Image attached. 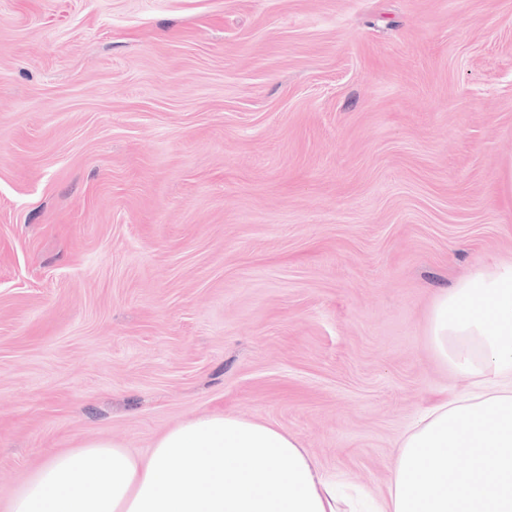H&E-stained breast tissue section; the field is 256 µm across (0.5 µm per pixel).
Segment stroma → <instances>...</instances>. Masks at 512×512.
<instances>
[{
    "label": "stroma",
    "mask_w": 512,
    "mask_h": 512,
    "mask_svg": "<svg viewBox=\"0 0 512 512\" xmlns=\"http://www.w3.org/2000/svg\"><path fill=\"white\" fill-rule=\"evenodd\" d=\"M512 263V0H0V512L226 411L355 490Z\"/></svg>",
    "instance_id": "stroma-1"
}]
</instances>
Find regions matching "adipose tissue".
Masks as SVG:
<instances>
[{"instance_id":"1","label":"adipose tissue","mask_w":512,"mask_h":512,"mask_svg":"<svg viewBox=\"0 0 512 512\" xmlns=\"http://www.w3.org/2000/svg\"><path fill=\"white\" fill-rule=\"evenodd\" d=\"M429 335L476 390L425 408L369 512H512V263L482 265L442 294ZM338 482L293 435L214 412L142 456L107 439L50 454L8 512H346Z\"/></svg>"}]
</instances>
